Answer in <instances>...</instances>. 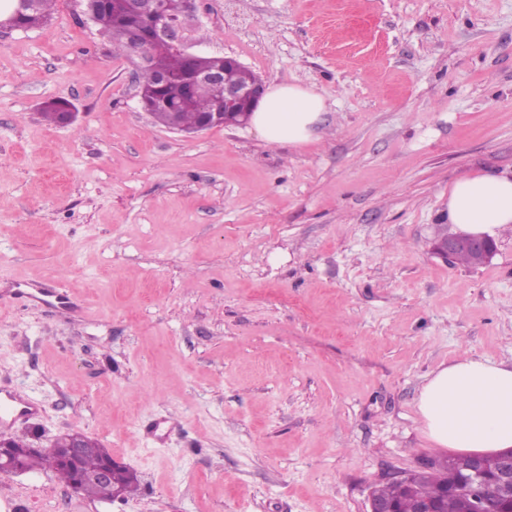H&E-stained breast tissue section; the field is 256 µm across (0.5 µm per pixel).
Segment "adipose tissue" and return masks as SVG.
Listing matches in <instances>:
<instances>
[{"label":"adipose tissue","instance_id":"ef3b65f1","mask_svg":"<svg viewBox=\"0 0 512 512\" xmlns=\"http://www.w3.org/2000/svg\"><path fill=\"white\" fill-rule=\"evenodd\" d=\"M326 110L313 88L268 87L251 123L272 144L303 145L319 137ZM445 218L460 235L499 237L512 226V173L462 176L448 189ZM418 411L437 448L458 454H494L512 448V362L467 354L433 371Z\"/></svg>","mask_w":512,"mask_h":512}]
</instances>
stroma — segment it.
<instances>
[{"instance_id": "obj_1", "label": "stroma", "mask_w": 512, "mask_h": 512, "mask_svg": "<svg viewBox=\"0 0 512 512\" xmlns=\"http://www.w3.org/2000/svg\"><path fill=\"white\" fill-rule=\"evenodd\" d=\"M196 6V52L323 96L319 140L155 125L73 0L0 32V388L39 409L0 435L80 432L139 479L0 476V512H367L447 456L427 375L512 358V229L482 265L428 249L450 184L512 170V0ZM430 462V458L425 456L420 457L418 459L417 467L415 469L391 476L388 479H394L397 481L405 482V485L409 487L411 494L414 495L415 490L417 488L414 483V479L418 475L428 471ZM397 481H389L380 485L377 489L379 495L387 499L399 500V498L403 495L405 486L403 485V483ZM138 485L137 476L127 469H122L114 483L86 481L81 487V494L91 499L112 502L113 498L117 496L125 499L134 495Z\"/></svg>"}]
</instances>
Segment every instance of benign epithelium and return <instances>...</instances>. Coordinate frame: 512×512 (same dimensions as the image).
<instances>
[{
    "instance_id": "7a95c632",
    "label": "benign epithelium",
    "mask_w": 512,
    "mask_h": 512,
    "mask_svg": "<svg viewBox=\"0 0 512 512\" xmlns=\"http://www.w3.org/2000/svg\"><path fill=\"white\" fill-rule=\"evenodd\" d=\"M196 0H181V12L172 16L165 11L162 0H120V7L128 15L143 19L148 25L132 24L128 29V40L135 52L136 69L148 70L152 68L150 54L145 48L149 40H163L173 51V67L186 76L183 87V96L180 103L188 105L201 112L199 123L192 132H200L213 127L214 119L223 115L224 125H243L250 122L257 104L265 92L266 84L257 80L246 87H236L224 84L222 75L218 71L194 74L192 73V60L197 54L190 51L184 31L187 23L193 19ZM206 81L215 89V98L211 101H200L192 94L191 83ZM465 249L477 258V262L484 264L492 259L496 252L495 241L488 238L443 235L431 242V251L439 257L448 260ZM88 439L83 433H67L57 437L47 449L28 446L27 451L40 453L49 457L55 464L59 461H75L78 448ZM458 459L466 463L464 475L454 477L447 488L450 491L467 497L472 503L471 512H512V448L495 455H460ZM431 459L421 457L417 467L413 470L392 476V479L405 482L410 492H415L414 479L428 471ZM26 472L15 459L13 439L0 436V474L13 475ZM491 476L502 486L504 497L494 507L483 506L475 496V488L484 478ZM369 512H402V508L389 501L379 498L375 491L369 494Z\"/></svg>"
}]
</instances>
